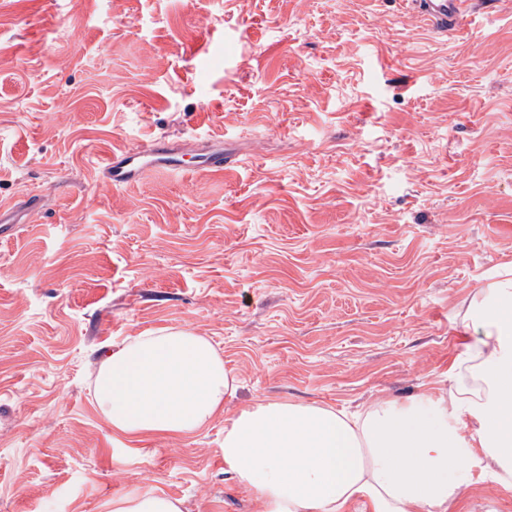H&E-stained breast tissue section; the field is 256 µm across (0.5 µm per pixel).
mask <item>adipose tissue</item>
I'll return each instance as SVG.
<instances>
[{
	"label": "adipose tissue",
	"mask_w": 512,
	"mask_h": 512,
	"mask_svg": "<svg viewBox=\"0 0 512 512\" xmlns=\"http://www.w3.org/2000/svg\"><path fill=\"white\" fill-rule=\"evenodd\" d=\"M474 338L448 367V385L358 414L261 399L224 421V469L260 512H456L462 479L512 486V267L474 299ZM488 386L459 383L466 360ZM233 381L212 342L187 329L125 340L101 361L94 399L115 439L182 437L224 410Z\"/></svg>",
	"instance_id": "ef3b65f1"
}]
</instances>
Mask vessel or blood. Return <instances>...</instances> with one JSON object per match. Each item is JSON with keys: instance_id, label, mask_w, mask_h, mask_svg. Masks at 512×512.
<instances>
[{"instance_id": "1", "label": "vessel or blood", "mask_w": 512, "mask_h": 512, "mask_svg": "<svg viewBox=\"0 0 512 512\" xmlns=\"http://www.w3.org/2000/svg\"><path fill=\"white\" fill-rule=\"evenodd\" d=\"M422 19L439 32H460L474 12V0H406ZM233 160L223 148L206 143L193 155L158 137L145 144L127 147L109 154L89 155L87 164L94 172L99 189L111 191L142 181L148 175L164 171L172 175L194 172L220 175L231 167Z\"/></svg>"}]
</instances>
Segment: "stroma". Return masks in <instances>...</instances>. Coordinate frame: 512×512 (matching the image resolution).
I'll return each mask as SVG.
<instances>
[{
	"label": "stroma",
	"instance_id": "obj_1",
	"mask_svg": "<svg viewBox=\"0 0 512 512\" xmlns=\"http://www.w3.org/2000/svg\"><path fill=\"white\" fill-rule=\"evenodd\" d=\"M202 137L240 163L97 194L87 155ZM0 512H258L224 419L258 399L356 412L446 383L471 301L512 267V0L464 33L401 0H0ZM206 336L224 414L129 450L103 356ZM460 512H512L462 486ZM111 506V512H182L178 500L157 493L116 497Z\"/></svg>",
	"mask_w": 512,
	"mask_h": 512
}]
</instances>
